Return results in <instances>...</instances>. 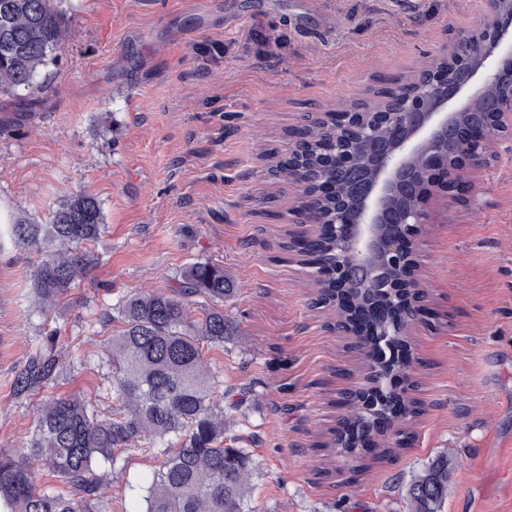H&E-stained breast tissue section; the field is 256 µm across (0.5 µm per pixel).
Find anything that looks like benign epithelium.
<instances>
[{"label": "benign epithelium", "mask_w": 512, "mask_h": 512, "mask_svg": "<svg viewBox=\"0 0 512 512\" xmlns=\"http://www.w3.org/2000/svg\"><path fill=\"white\" fill-rule=\"evenodd\" d=\"M487 6L495 19L493 40L482 41L481 31L462 34L380 103L329 113L336 128L358 140V150L323 141L321 175L312 183L303 168L288 167L297 191L291 223L309 224L333 240L336 259L305 254L300 238L292 252L316 269L320 287L336 289V312L348 308L350 288L390 301L365 321L352 313L337 319L336 329L348 336H407L425 313L415 253L430 220L428 200L436 193L462 197L463 176L486 166L491 142L512 127V89L500 88L504 71L512 68V0H487ZM471 112L483 113V123L467 122ZM333 169L352 173L343 192L330 179ZM406 368L404 362L384 370L369 361L360 393L369 397L379 384L408 377Z\"/></svg>", "instance_id": "obj_1"}]
</instances>
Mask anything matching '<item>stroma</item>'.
<instances>
[{
  "label": "stroma",
  "mask_w": 512,
  "mask_h": 512,
  "mask_svg": "<svg viewBox=\"0 0 512 512\" xmlns=\"http://www.w3.org/2000/svg\"><path fill=\"white\" fill-rule=\"evenodd\" d=\"M63 39L41 92L0 94V217L48 223L86 193L105 231L98 257L50 310L34 299L38 253L0 243V453L29 446L31 401L13 382L38 341L60 328L70 367L57 394L101 396L97 317L144 289L172 292L184 267L223 266L234 333L204 358L223 380L228 444L256 469L251 512H410L411 476L440 453L452 474L443 512H512V135L463 200L431 199L417 260L436 327L413 324L408 375L423 404L413 444L352 472L318 444L363 385L352 337L310 305L314 268L281 244L296 191L269 175L309 112L382 98L445 41L488 26L486 0H57ZM282 37L276 55L267 39ZM144 97L130 111V89ZM120 457L103 480L112 512L158 464Z\"/></svg>",
  "instance_id": "1"
}]
</instances>
